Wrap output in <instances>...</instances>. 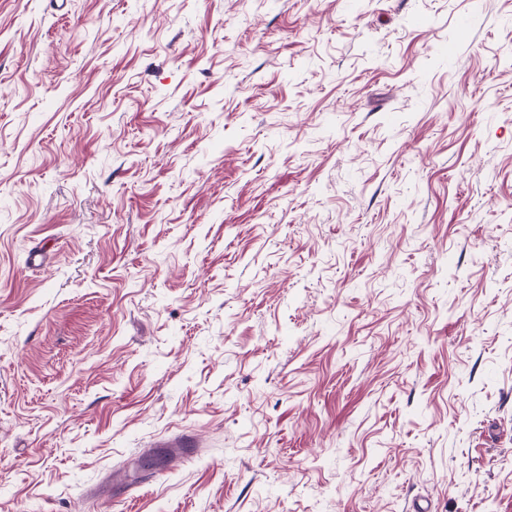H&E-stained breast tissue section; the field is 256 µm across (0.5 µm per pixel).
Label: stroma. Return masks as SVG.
Masks as SVG:
<instances>
[{
  "instance_id": "obj_1",
  "label": "stroma",
  "mask_w": 512,
  "mask_h": 512,
  "mask_svg": "<svg viewBox=\"0 0 512 512\" xmlns=\"http://www.w3.org/2000/svg\"><path fill=\"white\" fill-rule=\"evenodd\" d=\"M417 501L512 512V0H0V512ZM198 447L196 437L190 434H181L170 440L158 442L155 445L154 454L166 467H170L176 462L194 458Z\"/></svg>"
}]
</instances>
